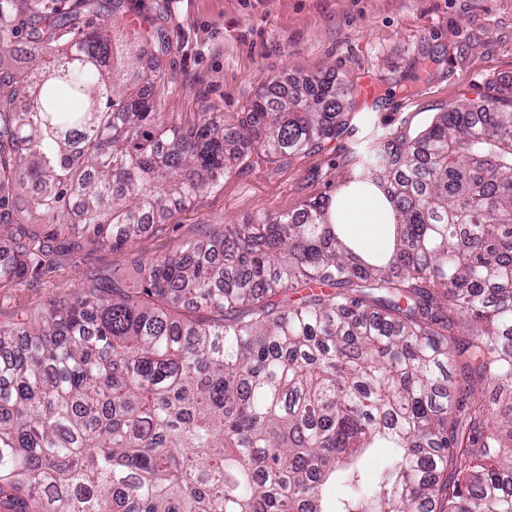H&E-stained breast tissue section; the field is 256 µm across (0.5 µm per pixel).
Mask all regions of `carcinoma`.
Wrapping results in <instances>:
<instances>
[{
    "label": "carcinoma",
    "instance_id": "carcinoma-1",
    "mask_svg": "<svg viewBox=\"0 0 512 512\" xmlns=\"http://www.w3.org/2000/svg\"><path fill=\"white\" fill-rule=\"evenodd\" d=\"M59 4L0 0V49L26 21L35 61L0 78V208L30 184L51 221L0 224V288L347 125L320 72L184 129L148 92L163 31L123 44ZM341 189L388 206V253L348 243L322 196L0 323V512H512V395L484 392H512V91L369 144ZM370 448L392 454L366 490Z\"/></svg>",
    "mask_w": 512,
    "mask_h": 512
}]
</instances>
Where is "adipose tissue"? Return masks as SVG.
I'll return each mask as SVG.
<instances>
[{"instance_id":"1","label":"adipose tissue","mask_w":512,"mask_h":512,"mask_svg":"<svg viewBox=\"0 0 512 512\" xmlns=\"http://www.w3.org/2000/svg\"><path fill=\"white\" fill-rule=\"evenodd\" d=\"M339 221L347 236L365 253L382 252L392 237L385 210L368 195H349L339 204Z\"/></svg>"}]
</instances>
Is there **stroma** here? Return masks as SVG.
Segmentation results:
<instances>
[{
    "mask_svg": "<svg viewBox=\"0 0 512 512\" xmlns=\"http://www.w3.org/2000/svg\"><path fill=\"white\" fill-rule=\"evenodd\" d=\"M98 9L129 32L163 29L169 49L151 100L182 126L205 115L233 124L272 84L319 71L351 88V125L280 166L231 173L119 248L53 256L52 272L0 288L1 322L30 318L91 274L129 276L136 257L172 255L224 225L336 194L369 142L420 131L489 82L512 84V0H100Z\"/></svg>",
    "mask_w": 512,
    "mask_h": 512,
    "instance_id": "35a3bbf8",
    "label": "stroma"
}]
</instances>
